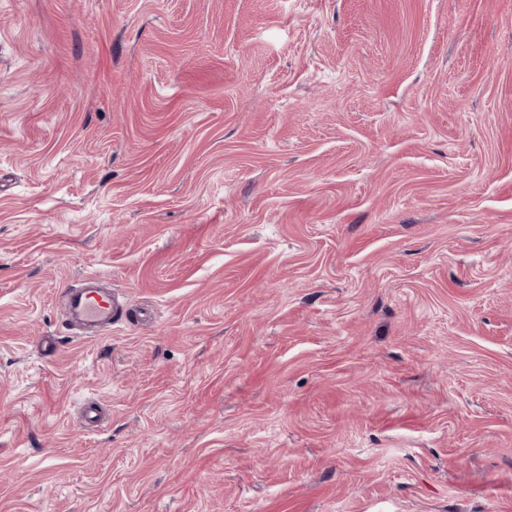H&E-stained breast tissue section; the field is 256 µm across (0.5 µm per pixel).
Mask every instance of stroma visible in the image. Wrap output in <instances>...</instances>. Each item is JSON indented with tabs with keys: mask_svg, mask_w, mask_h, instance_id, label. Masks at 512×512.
Returning a JSON list of instances; mask_svg holds the SVG:
<instances>
[{
	"mask_svg": "<svg viewBox=\"0 0 512 512\" xmlns=\"http://www.w3.org/2000/svg\"><path fill=\"white\" fill-rule=\"evenodd\" d=\"M0 512H512V0H0ZM116 297L112 290L72 286L68 291L67 305L71 314L82 322L112 326L117 314Z\"/></svg>",
	"mask_w": 512,
	"mask_h": 512,
	"instance_id": "1",
	"label": "stroma"
}]
</instances>
